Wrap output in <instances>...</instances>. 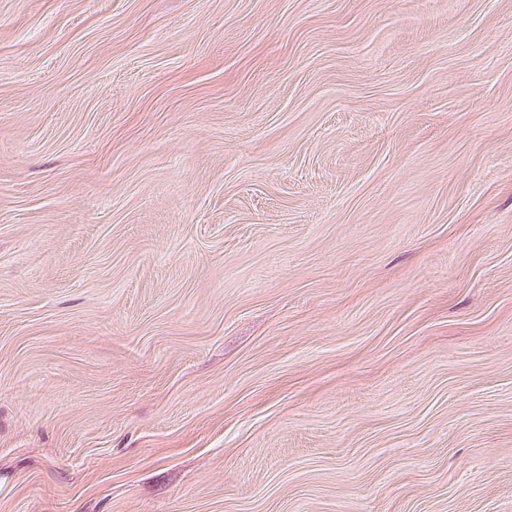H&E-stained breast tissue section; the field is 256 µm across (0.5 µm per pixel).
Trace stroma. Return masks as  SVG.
<instances>
[{"label":"stroma","mask_w":512,"mask_h":512,"mask_svg":"<svg viewBox=\"0 0 512 512\" xmlns=\"http://www.w3.org/2000/svg\"><path fill=\"white\" fill-rule=\"evenodd\" d=\"M0 512H512V0H0Z\"/></svg>","instance_id":"35a3bbf8"}]
</instances>
